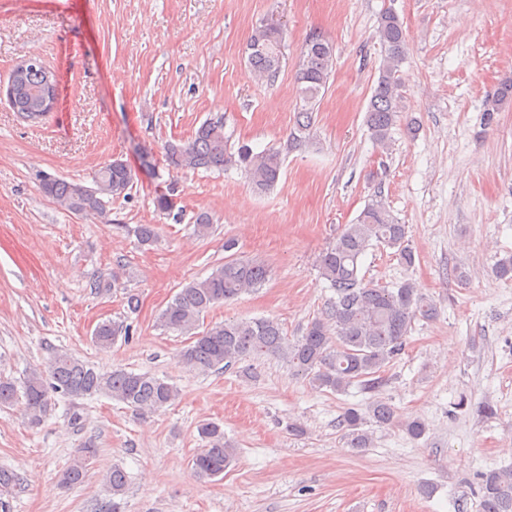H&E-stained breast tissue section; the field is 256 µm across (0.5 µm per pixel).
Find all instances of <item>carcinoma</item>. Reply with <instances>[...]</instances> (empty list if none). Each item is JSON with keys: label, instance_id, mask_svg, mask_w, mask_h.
I'll use <instances>...</instances> for the list:
<instances>
[{"label": "carcinoma", "instance_id": "cac0c4a2", "mask_svg": "<svg viewBox=\"0 0 512 512\" xmlns=\"http://www.w3.org/2000/svg\"><path fill=\"white\" fill-rule=\"evenodd\" d=\"M377 34L384 48V58L372 89L365 122L372 140L386 147L392 129L400 118L401 75L407 42L399 15L383 12L378 20ZM284 48L283 31L259 23L247 44L248 71L257 80H269L280 69L278 61ZM333 44L321 33L313 32L300 53L295 82L302 105L297 112L291 141L298 147L311 143L313 112L328 89L335 71ZM47 70L29 67L20 71L12 109L23 119L39 124L44 120L48 102ZM512 104V80L500 84L486 100L485 124L491 125L498 112ZM169 166L176 170L204 168L222 172L229 167L244 171L255 192L273 187L281 174L280 152L259 153L243 145L237 152L227 149L224 117L215 115L205 120L194 137L184 143L169 142L164 146ZM133 181L131 168L115 159L102 166L93 177L94 194L85 186L64 179L46 176L41 191L68 211L82 215L107 216L108 198L124 192ZM138 242L151 245L157 238L154 224H138L132 229ZM407 225L399 223L382 200L372 195L352 224L344 225L336 241L319 257L320 275L334 291L324 311L312 319L302 336L291 341L282 325L274 318H253L209 325L194 336L181 353L182 362L199 372L228 369L248 357L276 355L288 362L297 375L308 378L320 389L345 393L352 386L371 394L364 409L349 407L341 418L346 444L350 448H367L371 443L368 422L379 426L395 419L392 405L380 396L385 384V368L401 356L406 348L415 319L430 320L436 315L433 302L422 297L407 280L392 287L365 282L360 275L362 257L374 248H391L399 262L407 267L415 264V253L407 239ZM269 270L260 261L244 256H231L212 269L205 278L194 280L181 288L167 303L159 316L165 330L190 333L200 327L204 314L213 306L233 301L242 293L263 286ZM131 326L105 320L93 332L94 342L109 348L118 337H130ZM60 393L73 400L106 395L141 414L156 412L172 404L177 388L167 380L149 372L116 368L100 371L66 352H56L45 368H34L27 374L23 398L30 423L38 425L47 411L50 395ZM18 399L15 383L0 378V407ZM198 433L204 446L191 461L195 476L217 478L224 475L237 453L227 442L224 430L215 422H203ZM94 448L80 449L77 457L60 475L65 487L85 481ZM112 494V507L105 512H122L121 502L128 490V476L123 468L112 467L103 476ZM18 477L0 468V512L9 505L1 500L16 486ZM479 512H512V468L491 471L481 476L478 486Z\"/></svg>", "mask_w": 512, "mask_h": 512}]
</instances>
